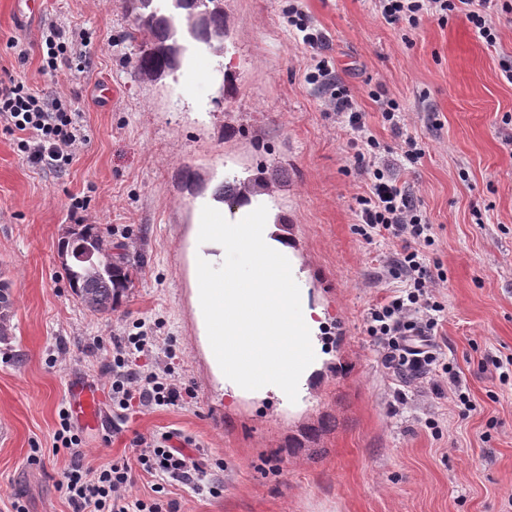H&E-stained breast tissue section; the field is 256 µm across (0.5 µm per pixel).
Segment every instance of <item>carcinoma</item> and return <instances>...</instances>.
<instances>
[{
	"label": "carcinoma",
	"mask_w": 512,
	"mask_h": 512,
	"mask_svg": "<svg viewBox=\"0 0 512 512\" xmlns=\"http://www.w3.org/2000/svg\"><path fill=\"white\" fill-rule=\"evenodd\" d=\"M132 10L148 17L139 25L149 41L135 56L133 66L143 80L172 73L181 66L184 53L177 45L180 17L193 9L196 0H172L173 12L151 8L153 0H130ZM209 14L205 25L190 33V37L207 47L220 46L227 36L230 23L220 0H206ZM269 193L268 183L259 177L226 179L213 191V199L231 206L248 204L259 195ZM96 255L99 270L89 271L78 259L86 247ZM59 253L70 259L64 264L69 288L74 296L91 311L107 313L116 308L133 285V274L141 258L130 253L126 244L108 242L96 224H81L79 231L68 233L61 242Z\"/></svg>",
	"instance_id": "obj_1"
}]
</instances>
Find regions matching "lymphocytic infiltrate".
<instances>
[{
	"label": "lymphocytic infiltrate",
	"mask_w": 512,
	"mask_h": 512,
	"mask_svg": "<svg viewBox=\"0 0 512 512\" xmlns=\"http://www.w3.org/2000/svg\"><path fill=\"white\" fill-rule=\"evenodd\" d=\"M383 18L393 25L416 26L426 16L445 21L464 14L486 44L495 45L496 30L488 19L496 0H378ZM309 84L327 94L330 103L355 135L353 171L366 183L357 195V232L371 242L382 238L396 243L391 266L399 270L401 285L384 302L370 308L367 331L374 336L381 364L393 380L406 383L417 379L431 382L439 393V381L457 383L450 364L441 362L432 341L444 307L434 290L447 281L442 266H431L429 250L435 239L421 206L399 184L384 160L388 146L369 130L362 112L336 78L327 58H320L306 75ZM0 130L14 136L15 144L35 166L60 168L68 165L70 151L81 137L74 113L61 100L51 102L31 93L15 77L0 79ZM158 339L139 330L112 339L110 395L112 412L126 418L134 408L175 406L193 398L194 390L176 381L170 369L156 371L140 365L141 356L156 347ZM136 464L115 461L99 468L85 467L73 460L60 484L72 512H176L172 501L156 496L130 499L127 489L137 472L168 478L193 489L207 480L206 471L191 465L181 449L170 444L169 436L138 439Z\"/></svg>",
	"instance_id": "obj_1"
}]
</instances>
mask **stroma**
Masks as SVG:
<instances>
[{
	"mask_svg": "<svg viewBox=\"0 0 512 512\" xmlns=\"http://www.w3.org/2000/svg\"><path fill=\"white\" fill-rule=\"evenodd\" d=\"M0 0V77L46 98L64 97L83 135L63 170L32 166L0 132V280L13 296L12 335L0 342V512H71L57 483L71 456L55 446L70 380L108 388L112 339L136 320L176 357L191 403L80 428L84 463L135 462V436L171 434L214 490L178 482L165 496L178 512H512V378L487 373L512 357V13L494 9L495 45L464 15L423 18L411 32L388 24L375 0H224L233 21L218 57L194 46L175 75L138 78L129 0H38L37 18ZM300 4L320 28L322 54L349 88L379 141L415 137L417 164L394 174L433 226L430 258L448 275L437 350L452 363L475 409L459 418L452 392L415 382L396 394L366 314L399 285L392 243L356 232L350 174L353 133L306 80L314 57L288 27ZM83 36L70 67L41 70L49 27ZM384 90L404 115L402 135L371 94ZM203 190L190 194L183 169ZM262 173L265 223L288 238L310 306L320 308L321 364L297 398L274 392L232 398L216 381L192 302L193 224L235 219L213 200L224 179ZM84 206L76 209L73 198ZM141 253L134 285L109 314L73 296L58 242L79 222Z\"/></svg>",
	"mask_w": 512,
	"mask_h": 512,
	"instance_id": "35a3bbf8",
	"label": "stroma"
}]
</instances>
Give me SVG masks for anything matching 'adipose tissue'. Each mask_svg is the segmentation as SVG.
Wrapping results in <instances>:
<instances>
[{
  "instance_id": "adipose-tissue-1",
  "label": "adipose tissue",
  "mask_w": 512,
  "mask_h": 512,
  "mask_svg": "<svg viewBox=\"0 0 512 512\" xmlns=\"http://www.w3.org/2000/svg\"><path fill=\"white\" fill-rule=\"evenodd\" d=\"M195 300L216 373L233 392L284 395L301 391L316 368L315 334L321 311L309 307L292 250L268 224H202L197 229ZM247 254V275L209 268L227 250Z\"/></svg>"
}]
</instances>
